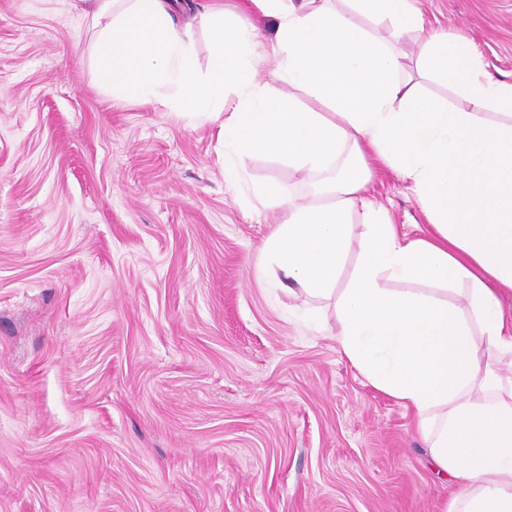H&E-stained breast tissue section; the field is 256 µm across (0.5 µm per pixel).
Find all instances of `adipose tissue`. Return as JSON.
Listing matches in <instances>:
<instances>
[{
    "label": "adipose tissue",
    "instance_id": "obj_1",
    "mask_svg": "<svg viewBox=\"0 0 512 512\" xmlns=\"http://www.w3.org/2000/svg\"><path fill=\"white\" fill-rule=\"evenodd\" d=\"M275 22L273 40L222 0L178 27L181 0H74L92 31L98 86L168 111L214 115L228 157L273 155L292 167L333 170L318 200L296 206L272 184L255 196L281 211L266 255L308 297H336V339L376 390L414 412L429 456L459 488L448 512H512V83L493 78L459 34H427L415 74L460 91L468 103L418 91L397 43L358 24L387 20L422 29L412 0H252ZM210 35L199 68L194 31ZM275 64L269 79L257 65ZM492 109L499 122L483 120ZM412 181L432 227L399 234L363 197L371 162ZM360 225H353V213ZM360 241L344 289L336 280ZM399 281L450 288L467 281L489 350L479 356L470 321L435 295Z\"/></svg>",
    "mask_w": 512,
    "mask_h": 512
}]
</instances>
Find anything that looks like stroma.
<instances>
[{
  "mask_svg": "<svg viewBox=\"0 0 512 512\" xmlns=\"http://www.w3.org/2000/svg\"><path fill=\"white\" fill-rule=\"evenodd\" d=\"M72 0H0V512H445L412 412L263 270L271 157L224 180L222 118L112 98ZM512 82V0H415ZM365 196L400 233L431 226L411 181Z\"/></svg>",
  "mask_w": 512,
  "mask_h": 512,
  "instance_id": "1",
  "label": "stroma"
}]
</instances>
